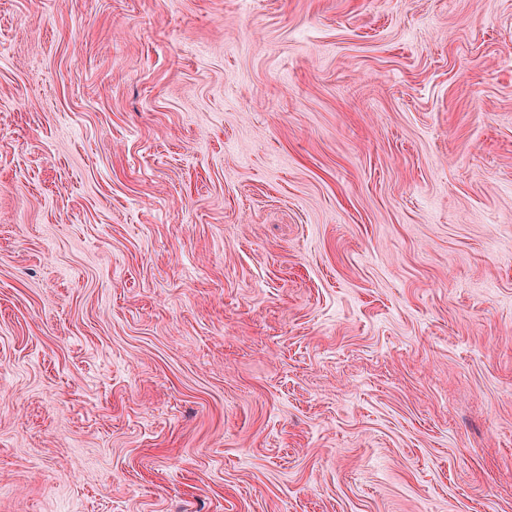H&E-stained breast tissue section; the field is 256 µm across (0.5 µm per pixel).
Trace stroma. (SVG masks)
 I'll use <instances>...</instances> for the list:
<instances>
[{
  "label": "stroma",
  "instance_id": "1",
  "mask_svg": "<svg viewBox=\"0 0 512 512\" xmlns=\"http://www.w3.org/2000/svg\"><path fill=\"white\" fill-rule=\"evenodd\" d=\"M0 512H512V0H0Z\"/></svg>",
  "mask_w": 512,
  "mask_h": 512
}]
</instances>
